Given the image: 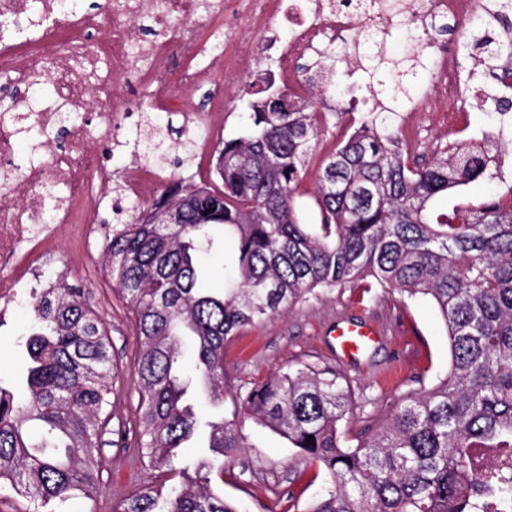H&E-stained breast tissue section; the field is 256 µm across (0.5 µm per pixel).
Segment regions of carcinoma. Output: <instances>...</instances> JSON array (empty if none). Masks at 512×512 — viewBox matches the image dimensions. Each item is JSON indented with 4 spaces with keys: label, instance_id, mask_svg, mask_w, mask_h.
<instances>
[{
    "label": "carcinoma",
    "instance_id": "obj_1",
    "mask_svg": "<svg viewBox=\"0 0 512 512\" xmlns=\"http://www.w3.org/2000/svg\"><path fill=\"white\" fill-rule=\"evenodd\" d=\"M478 64L512 83V40L482 37ZM404 71L390 99L409 96ZM248 103L246 127L223 142L208 179L171 181L131 222L112 225L109 271L132 310L140 339L138 453L161 479L120 500L113 512H239L211 486L224 457L244 447L234 421L202 418L186 401L182 336H194L196 376L211 406H224V346L239 331L318 293L352 284L426 298L448 335V373L406 400L390 422L351 447L339 429L351 407L333 369L288 368L252 387L246 412L324 470L329 484L309 512H469L470 448H512V182L489 163L504 135L462 140L425 163L376 112L351 117L353 131L318 170L319 223H301L299 189L336 113L316 112L268 82ZM195 156L196 133L168 126ZM160 134L151 152L164 166ZM479 180L505 191L477 204L435 209L433 201ZM166 208L185 223L160 224ZM224 227V236L214 228ZM234 243L224 289L200 286L199 256ZM31 365L21 405L0 387V492L27 496L33 512H61L100 487V438L111 421L117 369L108 337L78 289L64 281L34 298ZM41 423L36 440L25 425ZM313 436L308 443L307 436ZM206 446L180 484L167 485L176 450Z\"/></svg>",
    "mask_w": 512,
    "mask_h": 512
}]
</instances>
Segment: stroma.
<instances>
[{"mask_svg": "<svg viewBox=\"0 0 512 512\" xmlns=\"http://www.w3.org/2000/svg\"><path fill=\"white\" fill-rule=\"evenodd\" d=\"M230 35L237 38L236 50L258 56V69L247 76L233 77L226 86V110L213 125L208 151L182 167H165L164 181L208 176L212 149L221 140L238 135L246 123L248 85L262 84L276 70L273 53L262 48L250 30L247 0H236L235 8L224 13L218 36L224 39ZM432 37L434 43L448 46L457 57L464 95L443 104L439 113L410 116L398 112L389 121L395 129L411 128L415 142L428 158L456 140L474 141L498 128L499 114L492 103L481 104V96L512 101V88L476 68L474 56L466 54L463 45L470 34L464 21L437 19ZM409 55V43L397 28L374 46L371 57L360 61L338 51L327 53L322 62L333 77L331 87L324 92L310 81L309 58L296 59L295 68L303 81L302 96L319 105L330 104L339 113L335 127L320 141L301 186L300 203L307 223L316 220L311 195L318 167L324 154L343 138L347 113L369 111L368 101L378 89V79L403 68ZM149 100L146 92L132 97V118L98 146L104 164L115 176H122L131 165L146 163L144 136L149 128L163 129L167 124L178 126L183 122L181 113L155 111ZM55 265L65 269V281L80 289L84 301L100 319L120 370L110 395L112 431L102 438L100 491L95 500L74 501L71 512H113L121 498L142 490L157 478L156 471L143 463L136 447L138 391L134 380L140 340L134 316L108 274L105 252H90L87 242L76 235L56 247ZM17 288L19 303L11 318L0 323V387L16 394L21 391L27 360L26 338L34 324L29 286L21 281ZM341 319L372 320L381 324L386 334L360 360L347 362L337 355L336 340L331 334ZM407 326L420 346V357L416 364L405 368L395 363L394 356L396 347L406 343L408 336L403 329ZM307 364L334 369L347 379L353 391V410L342 421L341 431L354 445L363 439L365 431L384 426L406 398L430 389L447 373V331L427 302L410 300L384 288L366 291L351 285L324 292L266 322L242 329L224 349V374L231 391L224 400V416L235 420L246 446L227 457L223 472H212L211 483L223 490L225 498L241 503L245 512H305L327 486L325 474L315 462L259 424L243 407L253 383L281 368Z\"/></svg>", "mask_w": 512, "mask_h": 512, "instance_id": "1", "label": "stroma"}]
</instances>
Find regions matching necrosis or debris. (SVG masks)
<instances>
[{
  "label": "necrosis or debris",
  "mask_w": 512,
  "mask_h": 512,
  "mask_svg": "<svg viewBox=\"0 0 512 512\" xmlns=\"http://www.w3.org/2000/svg\"><path fill=\"white\" fill-rule=\"evenodd\" d=\"M79 0H0V88L8 90V109L0 113V317L16 299V279L40 281L52 259L49 244L85 225L99 228L89 207L94 190L105 189L110 171L101 166L96 145L108 140L121 123L115 109L111 72L127 86L149 90L155 108L180 111L199 127L211 126L214 115L199 111L191 97L205 79L250 74L256 57L216 45L208 62L172 74L169 62L200 54L198 33L212 27L216 15L203 11L202 0H105L112 27L93 37L97 15L82 12ZM252 25L263 44L273 45L284 85L296 87L294 60L313 57L344 42L361 28L381 33L394 27L415 43L433 50L431 80L413 102L415 112L435 111L437 103L459 97L447 49L431 47L427 21L436 17L474 21L484 0H410L407 11L358 13L339 0H251ZM149 21L156 39L143 42L141 21ZM287 37H279L280 27ZM52 82L57 101H37V80ZM67 121L66 143L54 133ZM39 141L25 165L15 163L20 133ZM482 484L472 499V512H512V448H474L469 452Z\"/></svg>",
  "instance_id": "necrosis-or-debris-1"
}]
</instances>
